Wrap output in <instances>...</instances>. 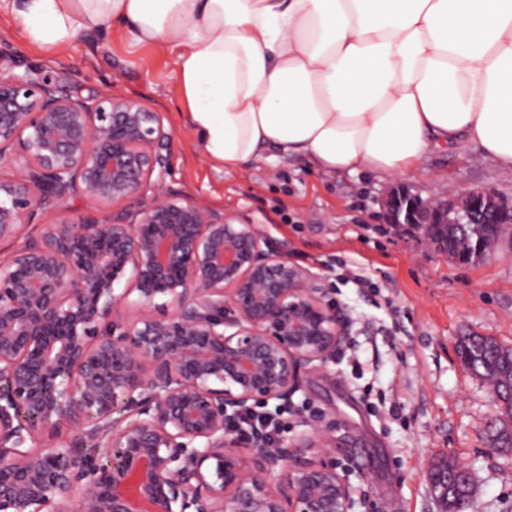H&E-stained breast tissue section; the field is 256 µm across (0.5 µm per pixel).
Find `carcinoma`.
<instances>
[{
	"mask_svg": "<svg viewBox=\"0 0 512 512\" xmlns=\"http://www.w3.org/2000/svg\"><path fill=\"white\" fill-rule=\"evenodd\" d=\"M497 239V225L479 224L472 227L463 224L456 227L448 225V241L446 249L451 253L474 252L478 249H491ZM457 354L469 370L482 379L497 385L502 400L506 401L500 409L499 430L501 435L497 439V447L512 448V402L509 394L512 393V347L504 346L495 339L486 336H463L457 344ZM457 462L453 458L445 459L430 470V480L441 470L448 471V491L443 498L445 512H457L458 501L465 492L464 484L453 481L451 474L456 469Z\"/></svg>",
	"mask_w": 512,
	"mask_h": 512,
	"instance_id": "cac0c4a2",
	"label": "carcinoma"
}]
</instances>
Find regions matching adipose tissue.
<instances>
[{
  "instance_id": "adipose-tissue-1",
  "label": "adipose tissue",
  "mask_w": 512,
  "mask_h": 512,
  "mask_svg": "<svg viewBox=\"0 0 512 512\" xmlns=\"http://www.w3.org/2000/svg\"><path fill=\"white\" fill-rule=\"evenodd\" d=\"M33 47L118 26L168 49L181 117L224 168L400 177L479 149L512 170V0H12Z\"/></svg>"
}]
</instances>
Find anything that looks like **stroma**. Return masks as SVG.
<instances>
[{
	"mask_svg": "<svg viewBox=\"0 0 512 512\" xmlns=\"http://www.w3.org/2000/svg\"><path fill=\"white\" fill-rule=\"evenodd\" d=\"M21 65L58 77L73 93L137 97L173 132L175 194L261 231L269 249L314 274L346 324L333 362L304 375L289 399L288 435L334 425L356 512H443L429 467L454 457L471 472L469 512H512V450L489 449L495 415L489 387L460 362L464 336L512 346V226L489 257L460 263L432 246L413 224L389 223L381 204L389 190L449 200L486 190L512 200V173L476 148L436 152L425 169L400 178L326 177L285 159L260 169L213 168L180 116L173 55L132 46L126 33L79 35L53 56L21 37L10 0H0V48ZM358 266L369 287L339 279L337 260Z\"/></svg>",
	"mask_w": 512,
	"mask_h": 512,
	"instance_id": "35a3bbf8",
	"label": "stroma"
}]
</instances>
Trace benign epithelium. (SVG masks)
Wrapping results in <instances>:
<instances>
[{
    "label": "benign epithelium",
    "instance_id": "1",
    "mask_svg": "<svg viewBox=\"0 0 512 512\" xmlns=\"http://www.w3.org/2000/svg\"><path fill=\"white\" fill-rule=\"evenodd\" d=\"M16 67L0 68V242L74 198L111 213L44 223L0 260V512H354L335 428L273 448L228 428L334 360L345 331L317 279L169 191L172 133L138 98ZM382 206L440 249L485 211L512 224V200L482 190Z\"/></svg>",
    "mask_w": 512,
    "mask_h": 512
}]
</instances>
